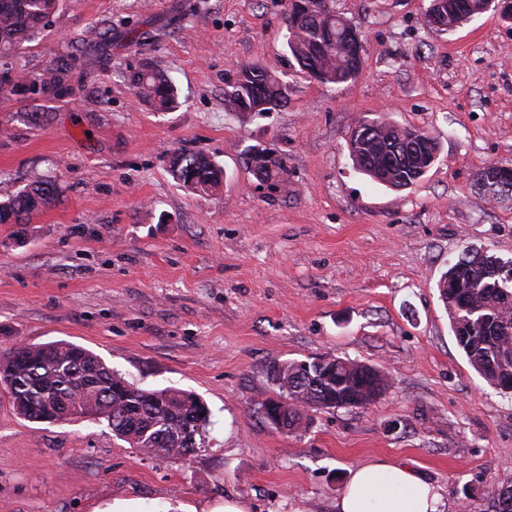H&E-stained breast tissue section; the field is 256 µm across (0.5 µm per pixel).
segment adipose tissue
<instances>
[{
    "mask_svg": "<svg viewBox=\"0 0 512 512\" xmlns=\"http://www.w3.org/2000/svg\"><path fill=\"white\" fill-rule=\"evenodd\" d=\"M439 487L412 468L370 461L358 464L336 502V512H444Z\"/></svg>",
    "mask_w": 512,
    "mask_h": 512,
    "instance_id": "ef3b65f1",
    "label": "adipose tissue"
}]
</instances>
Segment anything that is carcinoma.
Returning a JSON list of instances; mask_svg holds the SVG:
<instances>
[{"instance_id": "obj_1", "label": "carcinoma", "mask_w": 512, "mask_h": 512, "mask_svg": "<svg viewBox=\"0 0 512 512\" xmlns=\"http://www.w3.org/2000/svg\"><path fill=\"white\" fill-rule=\"evenodd\" d=\"M449 23L458 27L482 14L485 0H445ZM57 0H0V56L33 42L48 27ZM287 47L300 69L318 72L321 83L342 86L359 74L364 45L353 26L336 10L335 0H288ZM135 95L157 112L178 106V90L163 73L146 64L132 76ZM235 112L263 116L288 102V84L256 64L238 66L236 79L224 90ZM420 130L386 117L365 116L350 128L347 148L354 167L373 181L393 189L415 185L433 166L439 147L431 137L417 141ZM271 186L288 175L287 161L274 155L250 167ZM170 172L183 187L216 193L224 170L204 151H176ZM59 188L38 180L0 201V224H19L53 205ZM502 261L488 250L472 257L464 273L465 288L455 287L450 267L438 282L440 299L450 315L457 345L469 365L491 385L512 377V308H499L500 289L482 277L481 265ZM273 382L292 401L285 415L291 433L302 429L308 411L360 408L359 395L380 398L389 378L380 370L349 359L315 356L276 363ZM0 390L13 410L32 422H64L91 417L104 420L113 436L158 460L186 457L196 449L185 444L195 428L211 424V411L194 393L146 389L113 370L90 350L69 342H18L0 352Z\"/></svg>"}]
</instances>
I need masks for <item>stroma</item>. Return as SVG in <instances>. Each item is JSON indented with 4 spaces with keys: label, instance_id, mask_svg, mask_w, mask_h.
I'll list each match as a JSON object with an SVG mask.
<instances>
[{
    "label": "stroma",
    "instance_id": "stroma-1",
    "mask_svg": "<svg viewBox=\"0 0 512 512\" xmlns=\"http://www.w3.org/2000/svg\"><path fill=\"white\" fill-rule=\"evenodd\" d=\"M428 0H336L364 65L334 88L294 68L281 0H59L46 35L0 57V199L55 180L59 203L0 224V351L24 340L82 345L147 389L199 395L201 449L159 461L88 419L35 423L0 394V512H336L360 463L412 467L446 512H495L490 477L512 482V395L468 364L437 283L464 248L512 258V197L476 183L512 166V20L490 10L439 32ZM107 31L96 63L58 87L56 59ZM244 63L283 76L288 104L230 111ZM167 73L179 107L139 103L132 74ZM416 127L440 146L413 187L356 171L360 116ZM285 157L258 184L246 150ZM224 169L210 196L181 187L174 151ZM333 354L381 368L367 408L311 413L296 434L258 411L270 367Z\"/></svg>",
    "mask_w": 512,
    "mask_h": 512
}]
</instances>
